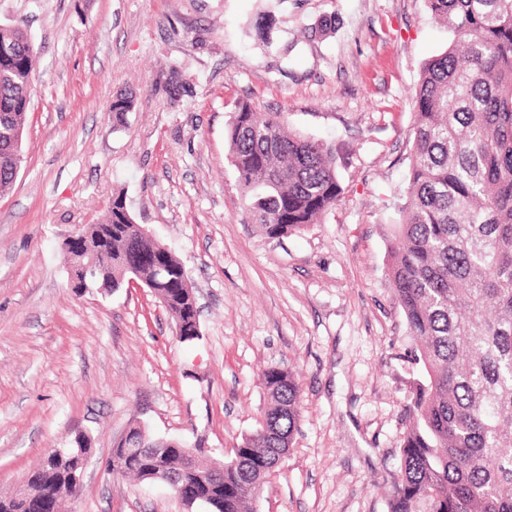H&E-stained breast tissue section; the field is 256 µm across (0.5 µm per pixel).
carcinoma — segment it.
I'll use <instances>...</instances> for the list:
<instances>
[{"label":"carcinoma","mask_w":512,"mask_h":512,"mask_svg":"<svg viewBox=\"0 0 512 512\" xmlns=\"http://www.w3.org/2000/svg\"><path fill=\"white\" fill-rule=\"evenodd\" d=\"M451 31L448 48L425 62L412 96L413 148L406 191L390 225L387 267L422 378L400 445L389 512H512V0H427ZM34 81L33 46L19 27L0 26V131L26 126ZM165 91L188 92L179 73ZM133 94L112 98L120 123ZM230 162L249 221L269 238L298 232L338 202L342 188L324 145L288 128L283 112L238 104L227 131ZM13 156L0 134V194L13 186ZM83 252L98 253L94 289L128 285L133 270L177 323L181 340L200 336L199 312L182 262L136 224L123 195L100 224L82 229ZM267 404L212 481L203 449L166 444L137 424L139 452L109 470L156 482L178 470L174 490L191 509L253 512L252 503L288 452L300 419L294 375L262 372ZM93 452L75 431L69 447L45 454L26 475V493L0 495V512H61L83 477L76 454Z\"/></svg>","instance_id":"obj_1"}]
</instances>
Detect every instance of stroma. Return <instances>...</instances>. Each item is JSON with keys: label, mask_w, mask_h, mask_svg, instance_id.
Wrapping results in <instances>:
<instances>
[{"label": "stroma", "mask_w": 512, "mask_h": 512, "mask_svg": "<svg viewBox=\"0 0 512 512\" xmlns=\"http://www.w3.org/2000/svg\"><path fill=\"white\" fill-rule=\"evenodd\" d=\"M16 24L36 70L24 162L0 196V493L86 430L94 452L66 512H185L166 486L108 473L113 442L139 423L230 459L277 366L302 409L255 512H388L419 369L386 227L421 68L452 39L426 0H0V25ZM173 68L190 88L176 102ZM119 91L135 97L121 126ZM244 99L333 154L342 194L320 223L270 239L248 221L226 143ZM118 193L182 261L196 341L149 289L70 288L62 241Z\"/></svg>", "instance_id": "1"}]
</instances>
